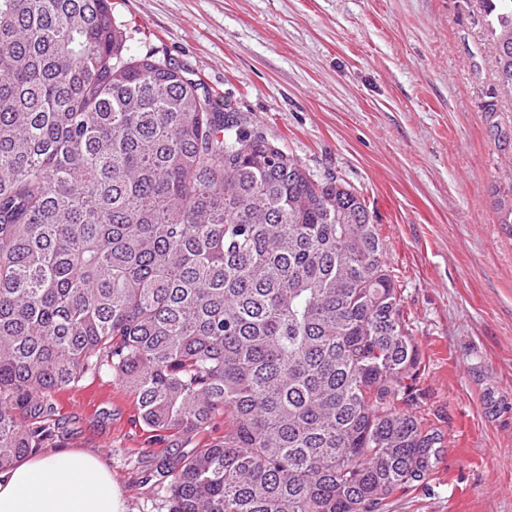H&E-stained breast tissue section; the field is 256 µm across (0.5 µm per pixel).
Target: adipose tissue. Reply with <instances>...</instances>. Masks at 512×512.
<instances>
[{
	"instance_id": "ef3b65f1",
	"label": "adipose tissue",
	"mask_w": 512,
	"mask_h": 512,
	"mask_svg": "<svg viewBox=\"0 0 512 512\" xmlns=\"http://www.w3.org/2000/svg\"><path fill=\"white\" fill-rule=\"evenodd\" d=\"M0 512H128L110 467L94 452L58 446L0 471Z\"/></svg>"
}]
</instances>
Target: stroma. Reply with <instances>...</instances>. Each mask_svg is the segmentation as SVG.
Masks as SVG:
<instances>
[{"label":"stroma","mask_w":512,"mask_h":512,"mask_svg":"<svg viewBox=\"0 0 512 512\" xmlns=\"http://www.w3.org/2000/svg\"><path fill=\"white\" fill-rule=\"evenodd\" d=\"M130 54L183 66L317 178L364 198L424 353L423 407L445 447L394 512H512V125L481 0H112ZM43 445L94 450L131 512H168L132 396L104 372L54 400Z\"/></svg>","instance_id":"obj_1"}]
</instances>
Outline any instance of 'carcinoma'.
Wrapping results in <instances>:
<instances>
[{
    "mask_svg": "<svg viewBox=\"0 0 512 512\" xmlns=\"http://www.w3.org/2000/svg\"><path fill=\"white\" fill-rule=\"evenodd\" d=\"M126 42L111 0H0V471L109 371L188 448L169 512H390L444 435L365 201Z\"/></svg>",
    "mask_w": 512,
    "mask_h": 512,
    "instance_id": "cac0c4a2",
    "label": "carcinoma"
}]
</instances>
